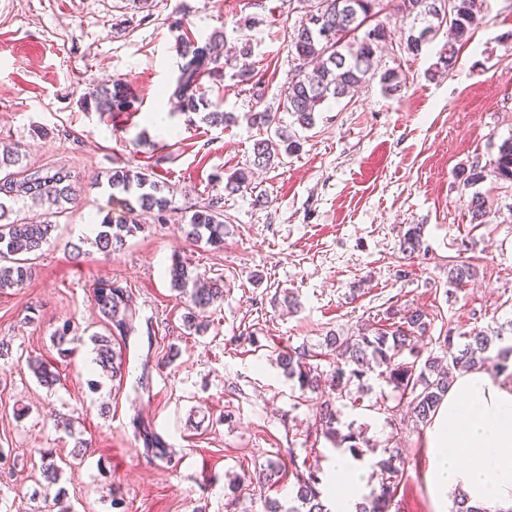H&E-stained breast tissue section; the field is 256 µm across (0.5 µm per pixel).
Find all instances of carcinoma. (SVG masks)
I'll list each match as a JSON object with an SVG mask.
<instances>
[{"label":"carcinoma","mask_w":512,"mask_h":512,"mask_svg":"<svg viewBox=\"0 0 512 512\" xmlns=\"http://www.w3.org/2000/svg\"><path fill=\"white\" fill-rule=\"evenodd\" d=\"M380 0H315L314 9L306 14L304 21L287 34L288 46L299 67L284 89L283 108L295 117L303 128L314 124L318 107L330 98L340 99L357 91L374 80L382 88L397 92L404 84L401 74L395 69L380 70L378 56L388 43V29L381 23L371 25L368 20L377 14ZM481 0H450V9L442 7V0H399L398 10L402 19L409 21L405 35V49L419 54L426 40L435 36L444 25L453 31L454 40L447 43L440 55L442 68H449L456 60L461 47L469 40L472 30L479 24ZM422 24L416 30V24ZM177 52L183 59L179 77L172 96L178 101L180 111L197 114L203 99L196 97L197 82L205 73H215L223 68V62H237L233 76L241 83L254 79V69L249 62L251 49L242 43L240 49L226 47L224 35L216 33L200 44L187 35H182ZM100 112H124L133 106V96L128 84L115 80L112 87H102L91 97ZM300 141L292 135L277 134V138L258 140L254 144V165L266 167L271 161L300 150ZM20 149L0 153V293L6 289L20 288L32 279L35 271L34 257L49 243L58 224L54 218L75 203L72 175L63 169L55 171L21 164ZM494 173L503 181H512V142L501 145L493 161ZM252 175L238 170L227 177L224 191L229 194L244 192L250 188ZM108 187L123 199L125 216L119 220L104 217L97 224L95 245L108 255L121 249L128 237L141 231L139 212L154 214L156 221L166 224L172 221L178 210L173 198L167 196L149 174L128 166L112 170L107 178ZM29 199L45 208L44 219L23 221L13 219L12 204ZM471 221L485 222L487 216L484 197L473 195L468 203ZM180 230L186 238L203 243L214 249L224 246V209L222 198H210L194 206L191 215L179 218ZM421 228L410 227L400 241L402 254L409 258L420 252ZM171 285L186 298L193 312L203 313L224 297L222 280L199 286V275L185 261L176 259L169 270ZM476 276L473 266L455 263L448 269V282L463 286ZM95 302L106 324V334L93 338L95 363L114 380L124 378L121 352L115 345L126 342L136 332V309L132 307L128 290L118 286H101L94 289ZM389 322L379 327L364 325L357 334L342 336L331 333L325 339V348L332 356L334 385L332 392L323 390L322 375L317 361L327 355L304 345L288 347L278 353V363L291 379H297L303 392L316 394L321 399L319 429L324 438L336 446L347 445L348 451L357 459L364 457L363 449L356 444L354 432L342 434L340 430L338 401L348 400L351 406L360 405L351 396L353 381L363 384L371 372L386 379L398 393L396 405L371 408L378 411L395 412L400 407L415 417L416 422L426 424L435 413L448 392L453 372L469 371L476 367L494 376L504 373L512 378V345L504 346V335L494 336L483 330L455 334L448 329L435 342L445 349H456L442 365L438 356H423L419 341L431 328L432 319L423 310H386ZM464 340L455 345L454 338ZM39 382L50 388L59 377L51 365L43 361L30 363ZM135 432L143 442L147 456L172 461L166 441L154 428L139 419L133 420ZM385 457L373 463L381 471L379 489L358 504L356 512H389V506L399 484L398 477L404 471L405 461L398 449H383ZM297 487L296 496L307 512H328L321 499V478L315 470L300 471L293 464ZM41 474L45 481L44 493L58 484L61 467L52 452L41 453Z\"/></svg>","instance_id":"1"}]
</instances>
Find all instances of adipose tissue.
Returning <instances> with one entry per match:
<instances>
[{"label":"adipose tissue","mask_w":512,"mask_h":512,"mask_svg":"<svg viewBox=\"0 0 512 512\" xmlns=\"http://www.w3.org/2000/svg\"><path fill=\"white\" fill-rule=\"evenodd\" d=\"M428 480L438 502L462 490L488 512H512V382L458 376L426 433Z\"/></svg>","instance_id":"obj_1"}]
</instances>
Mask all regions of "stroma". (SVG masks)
<instances>
[{
	"instance_id": "stroma-1",
	"label": "stroma",
	"mask_w": 512,
	"mask_h": 512,
	"mask_svg": "<svg viewBox=\"0 0 512 512\" xmlns=\"http://www.w3.org/2000/svg\"><path fill=\"white\" fill-rule=\"evenodd\" d=\"M307 9V0H0V141L24 146L28 164L70 171L78 193L35 278L0 293V339L10 344L0 358V448L11 452L0 512H266L269 497L294 506L292 478L238 502L231 481L292 459L317 470L334 506L339 453L314 439L319 401L288 378L276 349L319 348L328 332L354 334L390 307L424 309L434 338L448 328L512 325V183L489 170L512 139V0H482L481 20L449 70H435L444 29L420 54L385 50L379 67L402 73L400 92L372 82L325 102L313 127L302 129L282 103L297 65L285 32ZM177 20L201 43L216 31L231 45L249 38L261 88L228 68L203 75L197 91L235 113L236 124L191 123L175 109ZM120 78L135 96L130 111L88 105ZM264 109L277 112L279 129L301 148L258 169L253 145L266 133L248 115ZM157 112L166 113L167 128L150 123ZM474 163L488 173L471 187L461 172ZM118 165L152 171L181 208L223 196V248L190 244L175 224L146 215L123 249L95 251L81 225L120 218L124 208L91 181ZM244 168L252 191L225 194L217 176ZM476 193L488 210L480 226L467 207ZM259 196L265 205H256ZM414 225L424 251L408 260L399 242ZM76 242L87 253L79 264L68 256ZM176 257L201 278L224 282V301L202 317L203 332L189 330L186 302L170 285ZM458 260L478 275L453 289L448 265ZM401 269L407 277H398ZM112 283L132 292L139 323L122 349L118 386L93 364L90 340L104 330L93 290ZM288 292L298 308L285 303ZM66 322L71 354L63 358L54 333ZM31 358L58 372L53 388L40 385ZM360 395L362 407L342 406V426L406 460L390 512H438L426 477V426L406 412L374 410L397 397L377 374ZM59 412L72 417V434L55 430ZM137 417L163 436L172 461L147 458ZM83 439L93 447L63 470L64 497L38 495L40 449L71 460Z\"/></svg>"
}]
</instances>
